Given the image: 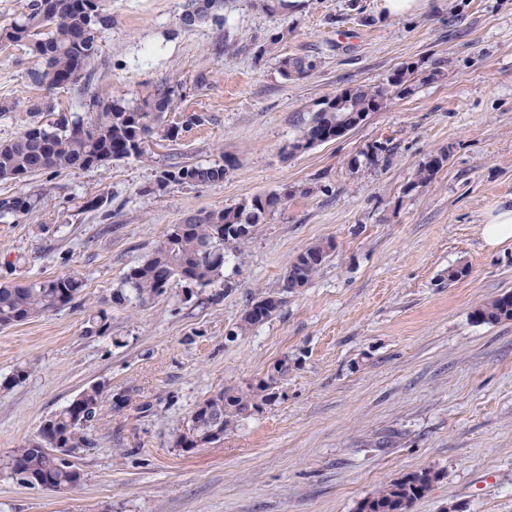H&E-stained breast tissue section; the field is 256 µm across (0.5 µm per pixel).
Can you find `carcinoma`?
Returning <instances> with one entry per match:
<instances>
[{"mask_svg":"<svg viewBox=\"0 0 512 512\" xmlns=\"http://www.w3.org/2000/svg\"><path fill=\"white\" fill-rule=\"evenodd\" d=\"M111 21L106 13V0H30L27 13L8 27L0 28V45L26 43L41 59V67L32 72L33 82L47 89L75 82L95 63L104 30ZM315 68L305 56L280 60L285 79L308 74ZM420 81L417 66L406 64L378 85L349 86L341 90L357 112H377L395 98L412 94ZM175 89L158 88L134 105L114 99L106 93H94L85 103L88 117L65 110L50 124L35 117L43 112L41 102L28 106L33 120L13 139L0 141V181L23 182L39 173L60 172L72 168L91 169L131 156H141L150 139L159 132L174 140L180 129L163 127L164 114L171 108ZM340 113L336 106L321 104L299 135L288 145L294 155L333 140ZM441 153L424 161L416 172L414 184L424 186L433 181L446 160ZM226 168L182 165L164 170L157 177L153 190L163 192L170 184L203 185L224 180ZM301 189L279 194L255 195L232 206L192 216L173 224L164 241L142 263L131 267L120 286L112 290L111 304H146L180 286L207 288L224 278L227 250L239 251L252 238L254 229L267 215L288 203ZM36 202L24 193L14 195L8 210L0 209V218L7 215L27 217L34 213ZM334 249L332 242H317L307 247L288 265L284 279L304 288L314 279L326 257ZM82 280L72 274L39 279L28 284L0 283V326L22 324L66 307L82 292ZM279 310L255 319L245 311L237 325L245 334ZM476 322L493 325L512 320V293L497 296L475 307ZM86 333L102 335L109 329L107 310L99 307L87 320ZM274 380H262L237 388L221 390L199 403L190 416L197 442L184 436L177 438L183 448H196L209 443L211 421L222 420L224 432L236 429L258 403L269 404L275 397ZM126 392H114L94 384L80 393L60 411L52 414L38 431L13 449L8 468L12 478L18 477L16 467L30 474L33 484L43 482L50 491L65 495L77 489L84 480L82 470L71 461L63 463L54 455L55 448H91L92 423L98 421L103 407L117 412L126 407ZM437 474L431 469L408 473L380 487L365 498L358 512H410L415 501L425 496Z\"/></svg>","mask_w":512,"mask_h":512,"instance_id":"carcinoma-1","label":"carcinoma"}]
</instances>
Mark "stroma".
<instances>
[{
    "mask_svg": "<svg viewBox=\"0 0 512 512\" xmlns=\"http://www.w3.org/2000/svg\"><path fill=\"white\" fill-rule=\"evenodd\" d=\"M380 0H290L269 14L227 0L220 20L183 29L188 0H112L90 75L46 90L40 60L0 50V141L29 122L30 101L82 112L87 93L135 102L176 92L143 156L102 168L0 182V198L45 192L32 215L0 219V283L70 273L82 297L0 328V512H357L382 485L431 469L439 478L411 512H512V320L476 323L474 308L512 293V240L486 248L480 227L512 201V0H427L382 16ZM316 63L280 73L285 57ZM408 62L438 78L371 113L346 135L296 154L286 147L325 100L386 80ZM202 123L184 127L189 114ZM387 161L362 164L371 146ZM448 159L414 186L428 157ZM231 160L223 181H155L174 165ZM298 188L231 254L224 279L186 297L172 288L135 308L110 305L124 274L170 225L258 193ZM104 198V206L88 208ZM334 250L305 288L244 335L259 293L279 291L308 246ZM466 273L449 281L448 269ZM107 305L105 335L85 330ZM271 404L220 442L176 444L208 396L268 376ZM129 390L123 411L94 423L78 453L82 485L60 496L21 486L10 455L88 386ZM314 68V61L305 56L285 57L280 61L281 75L287 80L304 76Z\"/></svg>",
    "mask_w": 512,
    "mask_h": 512,
    "instance_id": "1",
    "label": "stroma"
}]
</instances>
